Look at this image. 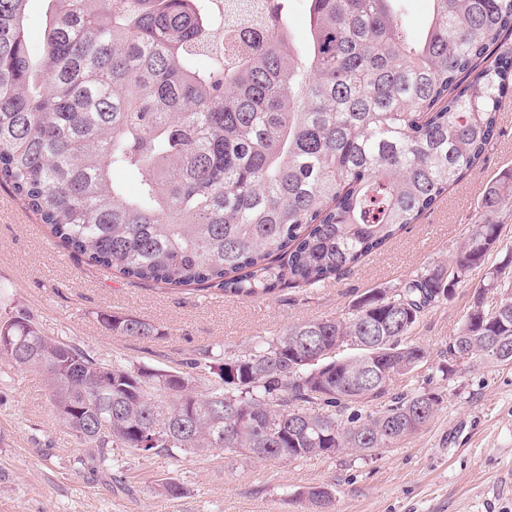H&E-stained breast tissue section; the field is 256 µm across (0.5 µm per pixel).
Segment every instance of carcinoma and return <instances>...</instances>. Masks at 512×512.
Segmentation results:
<instances>
[{"label": "carcinoma", "instance_id": "obj_1", "mask_svg": "<svg viewBox=\"0 0 512 512\" xmlns=\"http://www.w3.org/2000/svg\"><path fill=\"white\" fill-rule=\"evenodd\" d=\"M27 2L0 0V180L87 264L172 290L261 298L352 271L479 166L512 90V0H431L415 36L400 0H307L303 51L287 0H261L257 26L274 36L255 51L225 47L208 23L224 0H49L36 54ZM252 7L237 0L224 27ZM114 169L137 176L135 194ZM509 204L512 172L482 200ZM499 239L500 225L477 224L452 263L189 371L107 363L20 311L0 314V363L43 375L58 421L102 464L114 448L257 460L391 448L442 403L390 392L428 357L412 328ZM509 264L512 252L485 270L448 350L512 344ZM494 290L497 318L484 315ZM100 321L116 336L163 335L132 316ZM340 336L367 347L340 362ZM207 373L218 384L202 390Z\"/></svg>", "mask_w": 512, "mask_h": 512}]
</instances>
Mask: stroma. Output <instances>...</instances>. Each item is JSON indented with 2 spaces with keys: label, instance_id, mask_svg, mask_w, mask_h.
Listing matches in <instances>:
<instances>
[{
  "label": "stroma",
  "instance_id": "1",
  "mask_svg": "<svg viewBox=\"0 0 512 512\" xmlns=\"http://www.w3.org/2000/svg\"><path fill=\"white\" fill-rule=\"evenodd\" d=\"M499 131L480 167L360 266L268 298L170 290L88 265L0 185V311L25 310L46 335L127 366L185 371L208 352L241 354L300 322L346 316L361 297L428 264L451 262L473 225L500 224L501 243L512 246V211L481 207L486 186L512 170L511 93ZM481 276L472 271L414 326L428 362L392 384L396 392L421 386L440 394L438 413L372 455L257 461L215 450L175 459L117 448L106 468L88 462L57 422L44 377L0 374V512H312L304 494L315 487L332 494L325 512H512V363L467 360L443 370ZM104 312L138 317L162 335H112ZM165 480L184 495L154 493Z\"/></svg>",
  "mask_w": 512,
  "mask_h": 512
}]
</instances>
